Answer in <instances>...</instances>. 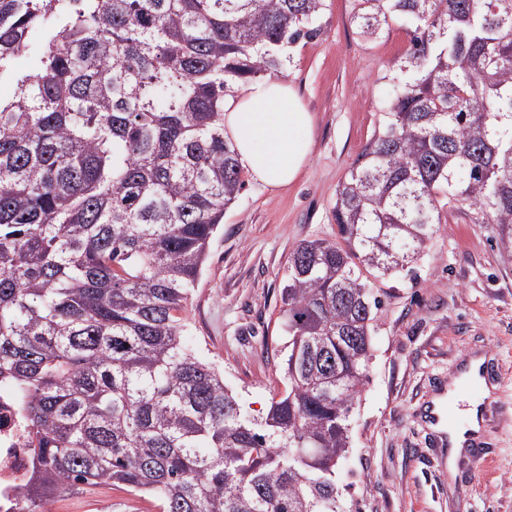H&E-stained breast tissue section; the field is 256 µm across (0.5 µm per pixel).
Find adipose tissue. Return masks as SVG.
Masks as SVG:
<instances>
[{"label": "adipose tissue", "instance_id": "ef3b65f1", "mask_svg": "<svg viewBox=\"0 0 512 512\" xmlns=\"http://www.w3.org/2000/svg\"><path fill=\"white\" fill-rule=\"evenodd\" d=\"M312 121L294 89L276 78L251 82L224 102V135L240 166L269 188L288 186L306 166Z\"/></svg>", "mask_w": 512, "mask_h": 512}]
</instances>
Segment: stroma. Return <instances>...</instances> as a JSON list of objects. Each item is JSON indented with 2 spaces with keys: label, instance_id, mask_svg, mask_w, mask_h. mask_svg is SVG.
I'll return each instance as SVG.
<instances>
[{
  "label": "stroma",
  "instance_id": "obj_1",
  "mask_svg": "<svg viewBox=\"0 0 512 512\" xmlns=\"http://www.w3.org/2000/svg\"><path fill=\"white\" fill-rule=\"evenodd\" d=\"M349 0H331L320 35L292 48L282 79L314 116L308 163L287 188L246 182L224 211L208 259L182 312L185 343L224 373L251 417L265 416L288 384L281 290L297 246L336 236L340 184L379 126L383 75L407 48L406 27L364 43ZM369 380L351 417V447L336 479L349 512H512V255L495 225L444 213L424 254L375 280ZM501 366L500 413L490 426L492 462L463 457L449 471L446 447L424 420L437 378L471 353ZM55 512H156L119 488L83 487Z\"/></svg>",
  "mask_w": 512,
  "mask_h": 512
}]
</instances>
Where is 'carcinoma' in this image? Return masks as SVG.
I'll return each instance as SVG.
<instances>
[{
	"mask_svg": "<svg viewBox=\"0 0 512 512\" xmlns=\"http://www.w3.org/2000/svg\"><path fill=\"white\" fill-rule=\"evenodd\" d=\"M350 2L365 42L396 24L410 41L336 238L291 256L288 387L258 421L180 313L245 186L224 99L281 73L328 0H0V381L35 438L21 512L83 485L158 512H346L371 279L417 260L446 208L512 254V0Z\"/></svg>",
	"mask_w": 512,
	"mask_h": 512,
	"instance_id": "1",
	"label": "carcinoma"
}]
</instances>
